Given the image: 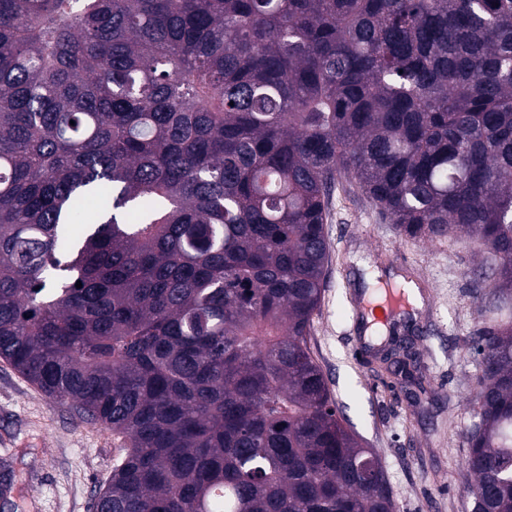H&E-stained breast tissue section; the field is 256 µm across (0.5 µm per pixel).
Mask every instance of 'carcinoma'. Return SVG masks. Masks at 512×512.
I'll return each instance as SVG.
<instances>
[{
    "mask_svg": "<svg viewBox=\"0 0 512 512\" xmlns=\"http://www.w3.org/2000/svg\"><path fill=\"white\" fill-rule=\"evenodd\" d=\"M343 180L512 308V0H0V359L124 442L94 512H396L308 342ZM471 346L512 512V320Z\"/></svg>",
    "mask_w": 512,
    "mask_h": 512,
    "instance_id": "cac0c4a2",
    "label": "carcinoma"
}]
</instances>
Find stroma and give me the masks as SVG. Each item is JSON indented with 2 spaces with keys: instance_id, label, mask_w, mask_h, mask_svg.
I'll use <instances>...</instances> for the list:
<instances>
[{
  "instance_id": "obj_1",
  "label": "stroma",
  "mask_w": 512,
  "mask_h": 512,
  "mask_svg": "<svg viewBox=\"0 0 512 512\" xmlns=\"http://www.w3.org/2000/svg\"><path fill=\"white\" fill-rule=\"evenodd\" d=\"M326 233L331 263L309 345L334 399L364 447L380 459L397 512H466L465 433L482 371L469 338L486 319L482 274L493 255L470 237L406 238L354 186L335 188ZM413 272L420 308L395 319L388 335L413 342L407 366L356 360L370 310L358 303L377 279ZM17 451L24 484L18 512H93L121 443L109 430L78 422L0 360V449Z\"/></svg>"
}]
</instances>
